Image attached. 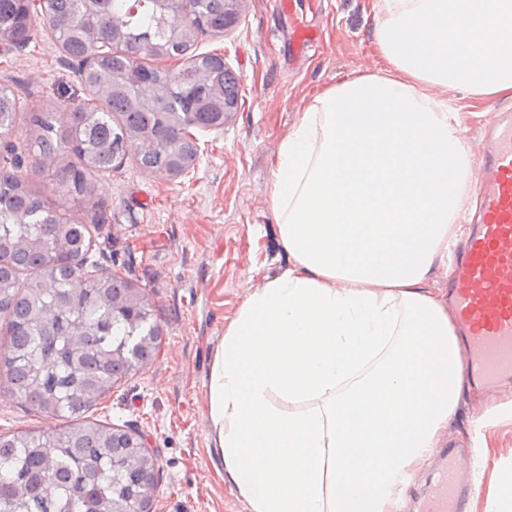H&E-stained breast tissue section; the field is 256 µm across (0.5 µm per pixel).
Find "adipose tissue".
<instances>
[{
    "label": "adipose tissue",
    "instance_id": "adipose-tissue-1",
    "mask_svg": "<svg viewBox=\"0 0 512 512\" xmlns=\"http://www.w3.org/2000/svg\"><path fill=\"white\" fill-rule=\"evenodd\" d=\"M389 67L314 97L272 160L291 261L227 327L213 442L250 512H398L467 383L445 308L476 201L448 97L512 90V0H379Z\"/></svg>",
    "mask_w": 512,
    "mask_h": 512
}]
</instances>
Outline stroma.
<instances>
[{
    "instance_id": "35a3bbf8",
    "label": "stroma",
    "mask_w": 512,
    "mask_h": 512,
    "mask_svg": "<svg viewBox=\"0 0 512 512\" xmlns=\"http://www.w3.org/2000/svg\"><path fill=\"white\" fill-rule=\"evenodd\" d=\"M317 43L294 54V19L271 0H243L224 35L199 36L194 49L217 54L236 78L240 106L219 130H195L189 172L162 177L126 159L96 181L98 211L68 205L88 224L90 256L145 294L160 329L150 360L137 364L93 407L90 419L141 436L157 459L150 512H249L220 470L213 447L208 383L215 351L249 295L288 265L270 201L271 161L312 98L343 80L380 73L388 62L374 38L377 0H297ZM0 84L23 113L73 112L87 101L77 64L37 26L23 46L0 43ZM452 96L460 132L475 154L512 95ZM512 384L503 398L472 392L459 402L436 447H477L483 467L469 512H495L512 475ZM60 418L33 410L0 388V433L55 431ZM481 439H474V431Z\"/></svg>"
}]
</instances>
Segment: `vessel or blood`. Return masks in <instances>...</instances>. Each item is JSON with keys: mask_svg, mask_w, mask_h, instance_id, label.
Wrapping results in <instances>:
<instances>
[{"mask_svg": "<svg viewBox=\"0 0 512 512\" xmlns=\"http://www.w3.org/2000/svg\"><path fill=\"white\" fill-rule=\"evenodd\" d=\"M480 215L460 247L448 298L468 346L462 366L476 386L512 377V113L481 149L473 183ZM439 479L418 512H465L474 487L461 478L469 462L443 448Z\"/></svg>", "mask_w": 512, "mask_h": 512, "instance_id": "vessel-or-blood-1", "label": "vessel or blood"}]
</instances>
